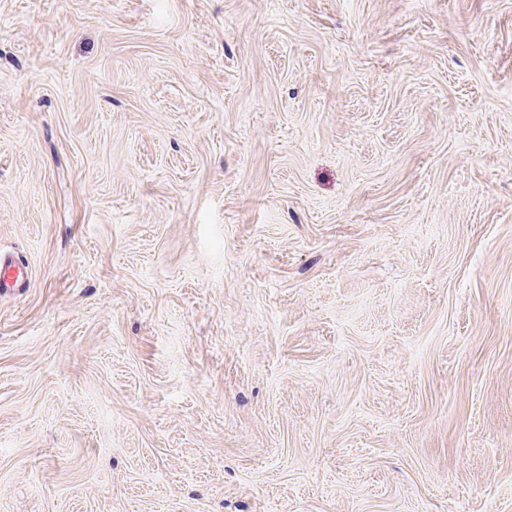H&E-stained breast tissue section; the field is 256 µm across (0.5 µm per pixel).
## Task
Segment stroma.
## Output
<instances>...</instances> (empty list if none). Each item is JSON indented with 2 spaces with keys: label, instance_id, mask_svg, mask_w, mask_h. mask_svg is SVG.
I'll list each match as a JSON object with an SVG mask.
<instances>
[{
  "label": "stroma",
  "instance_id": "obj_1",
  "mask_svg": "<svg viewBox=\"0 0 512 512\" xmlns=\"http://www.w3.org/2000/svg\"><path fill=\"white\" fill-rule=\"evenodd\" d=\"M0 512H512V0H0ZM29 277V268L22 260L0 255V288L2 290L21 288Z\"/></svg>",
  "mask_w": 512,
  "mask_h": 512
}]
</instances>
